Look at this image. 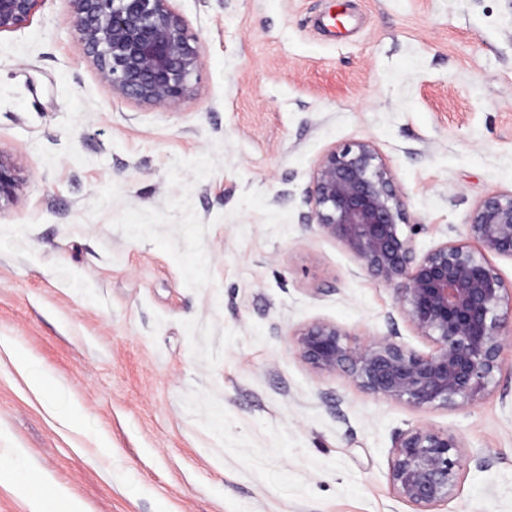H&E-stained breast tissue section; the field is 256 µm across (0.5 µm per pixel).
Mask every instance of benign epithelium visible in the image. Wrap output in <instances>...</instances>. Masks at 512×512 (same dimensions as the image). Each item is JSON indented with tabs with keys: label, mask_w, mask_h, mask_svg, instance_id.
Returning a JSON list of instances; mask_svg holds the SVG:
<instances>
[{
	"label": "benign epithelium",
	"mask_w": 512,
	"mask_h": 512,
	"mask_svg": "<svg viewBox=\"0 0 512 512\" xmlns=\"http://www.w3.org/2000/svg\"><path fill=\"white\" fill-rule=\"evenodd\" d=\"M42 0H0V33L20 27ZM75 31L112 92L155 107L179 104L202 65L198 38L171 0H69ZM26 183L24 168L0 151V210ZM310 220L394 291L418 335L435 343L421 354L395 333L353 342L328 320L296 333L295 354L322 374L343 372L376 397L415 407L475 402L502 372L512 333V285L487 255L512 258V191L494 192L470 211L465 231L480 252L443 243L423 254L405 196L375 146L357 141L328 150L313 178ZM464 442L415 426L399 433L389 463L395 495L414 512H436L455 495Z\"/></svg>",
	"instance_id": "obj_1"
}]
</instances>
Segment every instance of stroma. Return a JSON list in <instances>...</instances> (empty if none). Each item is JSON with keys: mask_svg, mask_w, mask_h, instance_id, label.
<instances>
[{"mask_svg": "<svg viewBox=\"0 0 512 512\" xmlns=\"http://www.w3.org/2000/svg\"><path fill=\"white\" fill-rule=\"evenodd\" d=\"M172 5L202 67L168 109L113 94L66 0L0 33V151L27 174L0 211V512H31L17 449L84 512H412L388 467L420 425L465 442L439 512H512V348L481 400L416 408L316 373L293 338L325 319L433 350L307 225L309 192L366 140L417 251L464 240L512 189V0Z\"/></svg>", "mask_w": 512, "mask_h": 512, "instance_id": "obj_1", "label": "stroma"}]
</instances>
